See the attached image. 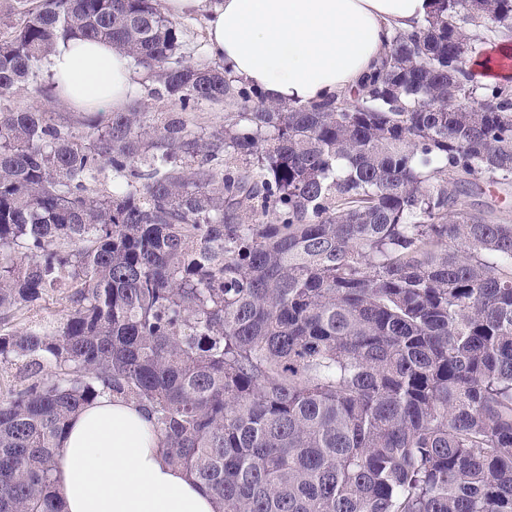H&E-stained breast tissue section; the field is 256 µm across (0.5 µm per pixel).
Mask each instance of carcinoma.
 Returning a JSON list of instances; mask_svg holds the SVG:
<instances>
[{"instance_id":"cac0c4a2","label":"carcinoma","mask_w":512,"mask_h":512,"mask_svg":"<svg viewBox=\"0 0 512 512\" xmlns=\"http://www.w3.org/2000/svg\"><path fill=\"white\" fill-rule=\"evenodd\" d=\"M469 2L393 32L354 98L291 106L186 62L159 0H16L0 100L52 101L35 70L97 39L177 110L0 111V365L25 367L0 512H61L55 458L102 397L144 407L217 512H512V224L459 207L512 185V83L459 62L512 0ZM202 102L240 110L199 133ZM66 310L67 301L65 297L58 295L43 304L42 308L25 314L20 319H18L17 322L19 326H25L28 325L31 321H37L40 319H59L60 317L64 316Z\"/></svg>"}]
</instances>
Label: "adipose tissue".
<instances>
[{
    "label": "adipose tissue",
    "instance_id": "adipose-tissue-1",
    "mask_svg": "<svg viewBox=\"0 0 512 512\" xmlns=\"http://www.w3.org/2000/svg\"><path fill=\"white\" fill-rule=\"evenodd\" d=\"M199 14L210 55L266 100L288 105L359 90L433 0H164ZM54 95L76 112L121 111L141 86L131 58L104 41L71 40L48 60ZM62 512H215L212 495L166 459L148 412L104 397L71 422L55 460Z\"/></svg>",
    "mask_w": 512,
    "mask_h": 512
}]
</instances>
